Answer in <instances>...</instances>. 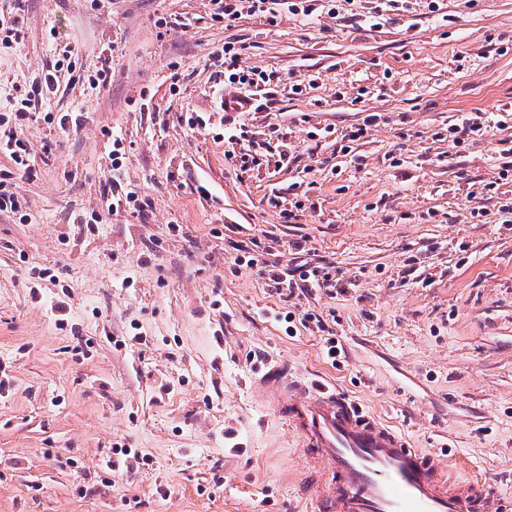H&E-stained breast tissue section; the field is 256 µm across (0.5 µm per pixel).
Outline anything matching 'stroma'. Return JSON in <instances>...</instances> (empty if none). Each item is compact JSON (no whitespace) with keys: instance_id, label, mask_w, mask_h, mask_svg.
<instances>
[{"instance_id":"1","label":"stroma","mask_w":512,"mask_h":512,"mask_svg":"<svg viewBox=\"0 0 512 512\" xmlns=\"http://www.w3.org/2000/svg\"><path fill=\"white\" fill-rule=\"evenodd\" d=\"M428 3L373 28L375 0H335L331 15L227 29L210 0H25L21 42L0 43V113L68 45L87 74L111 57L112 79L59 74L26 133L22 207L0 212V512H306L309 464L245 383L283 362L415 447L448 442L455 479L512 494V179L497 168L512 147V0ZM174 15L187 26L160 28ZM229 40L243 67L279 78L270 110L239 116L261 161L241 176L209 61ZM471 112L494 123L455 144ZM112 133L144 218L107 209ZM254 237L281 267L347 279L280 295L234 263ZM121 447L133 455L115 474Z\"/></svg>"}]
</instances>
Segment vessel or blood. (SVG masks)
<instances>
[{
    "label": "vessel or blood",
    "mask_w": 512,
    "mask_h": 512,
    "mask_svg": "<svg viewBox=\"0 0 512 512\" xmlns=\"http://www.w3.org/2000/svg\"><path fill=\"white\" fill-rule=\"evenodd\" d=\"M302 444L313 469L304 486L317 512H512L484 480L459 482L436 450L412 447L335 387L266 367L255 379Z\"/></svg>",
    "instance_id": "1"
}]
</instances>
